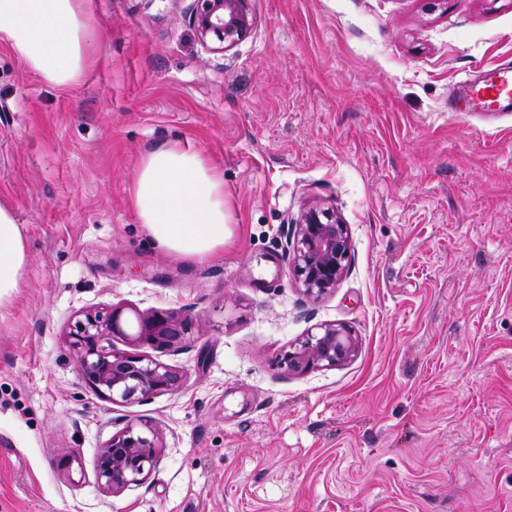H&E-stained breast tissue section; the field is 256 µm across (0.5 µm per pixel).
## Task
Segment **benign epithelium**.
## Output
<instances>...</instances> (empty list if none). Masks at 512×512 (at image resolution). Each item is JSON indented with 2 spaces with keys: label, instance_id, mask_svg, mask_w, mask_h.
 I'll return each mask as SVG.
<instances>
[{
  "label": "benign epithelium",
  "instance_id": "1",
  "mask_svg": "<svg viewBox=\"0 0 512 512\" xmlns=\"http://www.w3.org/2000/svg\"><path fill=\"white\" fill-rule=\"evenodd\" d=\"M189 21L202 45L217 53L242 41L252 26L248 0H195ZM293 236L292 271L303 292L318 299L334 290L350 257L347 225L333 212L310 207L295 220ZM118 336L159 348H177L184 332L172 313L140 318L137 331L130 334L121 325L119 307L84 312L69 328L67 343L87 387L114 403L144 401L180 387L181 376L167 364L118 349L114 345ZM357 350L358 341L348 329L328 324L290 344L280 365L290 374H301L343 364ZM160 452L154 431L128 422L101 448L96 464L99 485L118 493L140 483L156 467Z\"/></svg>",
  "mask_w": 512,
  "mask_h": 512
}]
</instances>
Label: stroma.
<instances>
[{
	"instance_id": "1",
	"label": "stroma",
	"mask_w": 512,
	"mask_h": 512,
	"mask_svg": "<svg viewBox=\"0 0 512 512\" xmlns=\"http://www.w3.org/2000/svg\"><path fill=\"white\" fill-rule=\"evenodd\" d=\"M193 7L90 0L94 63L69 88L0 42V204L29 255L0 307V512H512V113L448 109L465 73L512 60V0H249L223 53ZM170 141L224 174L229 234L204 261L163 252L131 202ZM309 204L351 241L318 300L287 252ZM115 305L131 333L183 320L177 348L116 342L178 390L82 383L66 333ZM323 324L357 355L288 374ZM129 420L161 460L113 496L96 460Z\"/></svg>"
}]
</instances>
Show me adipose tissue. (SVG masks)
I'll use <instances>...</instances> for the list:
<instances>
[{
	"label": "adipose tissue",
	"mask_w": 512,
	"mask_h": 512,
	"mask_svg": "<svg viewBox=\"0 0 512 512\" xmlns=\"http://www.w3.org/2000/svg\"><path fill=\"white\" fill-rule=\"evenodd\" d=\"M95 35L89 0H0V40L49 84L81 81ZM132 202L149 236L177 260L223 252L224 176L200 151L169 142L146 153ZM26 263L21 226L13 210L0 205V302L16 294Z\"/></svg>",
	"instance_id": "1"
}]
</instances>
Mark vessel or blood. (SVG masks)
Here are the masks:
<instances>
[{
    "label": "vessel or blood",
    "mask_w": 512,
    "mask_h": 512,
    "mask_svg": "<svg viewBox=\"0 0 512 512\" xmlns=\"http://www.w3.org/2000/svg\"><path fill=\"white\" fill-rule=\"evenodd\" d=\"M512 112V60L460 81L449 111Z\"/></svg>",
    "instance_id": "1"
}]
</instances>
